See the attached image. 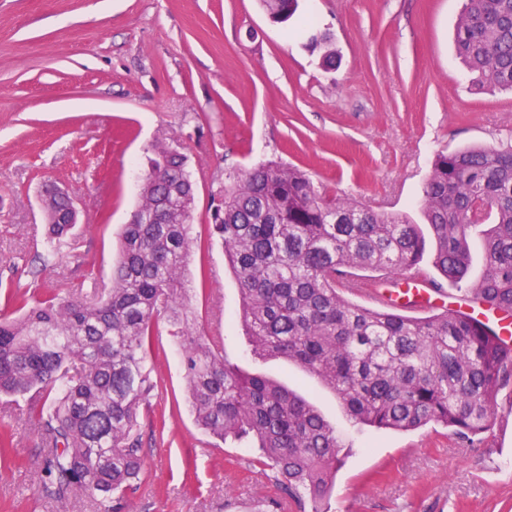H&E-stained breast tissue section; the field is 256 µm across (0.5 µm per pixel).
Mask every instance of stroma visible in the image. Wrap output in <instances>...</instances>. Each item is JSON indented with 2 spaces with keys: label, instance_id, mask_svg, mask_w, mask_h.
<instances>
[{
  "label": "stroma",
  "instance_id": "35a3bbf8",
  "mask_svg": "<svg viewBox=\"0 0 512 512\" xmlns=\"http://www.w3.org/2000/svg\"><path fill=\"white\" fill-rule=\"evenodd\" d=\"M463 0H299L285 23L259 0H0V315L8 287L109 283L137 205L134 160L159 139L189 158L197 198L187 279L196 326L224 327L227 360L305 395L353 448L325 512H512V412L471 442L428 424L359 429L336 394L300 366L251 357L241 293L208 214L229 170L263 160L306 169L337 194L421 221L434 152L512 141V92L480 89L455 32ZM335 52L324 64L311 36ZM55 183L79 210L76 246L45 254L39 191ZM163 425L143 422L146 484L126 512H253L269 496L258 453L210 454L187 402L177 340L159 338ZM12 429L0 512H95L47 502L41 441L26 406L0 404Z\"/></svg>",
  "mask_w": 512,
  "mask_h": 512
}]
</instances>
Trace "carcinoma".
Returning a JSON list of instances; mask_svg holds the SVG:
<instances>
[{"instance_id": "1", "label": "carcinoma", "mask_w": 512, "mask_h": 512, "mask_svg": "<svg viewBox=\"0 0 512 512\" xmlns=\"http://www.w3.org/2000/svg\"><path fill=\"white\" fill-rule=\"evenodd\" d=\"M261 5L283 23L298 0ZM456 48L477 86L512 90V0H464ZM135 186L138 206L123 225L110 287L46 285L37 299L18 288L8 298L18 316L0 318V397L24 400L34 419L46 497L124 512L142 483L140 428L159 396L152 351L164 320L180 338L196 425L220 442L249 439L261 473L298 509L321 512L347 448L336 427L302 396L228 362L195 328L185 272L196 179L186 156L155 142ZM420 203L423 226L269 160L226 174L209 230L238 276L253 358L301 365L356 424L413 431L433 422L470 440L494 422L496 394L512 381V348L461 312L415 319L359 307L337 279L345 268L394 276L418 267L429 236L435 270L486 308L512 314V144L437 152ZM485 225L483 269L470 282L472 231ZM73 228L53 199L44 249L55 252Z\"/></svg>"}]
</instances>
